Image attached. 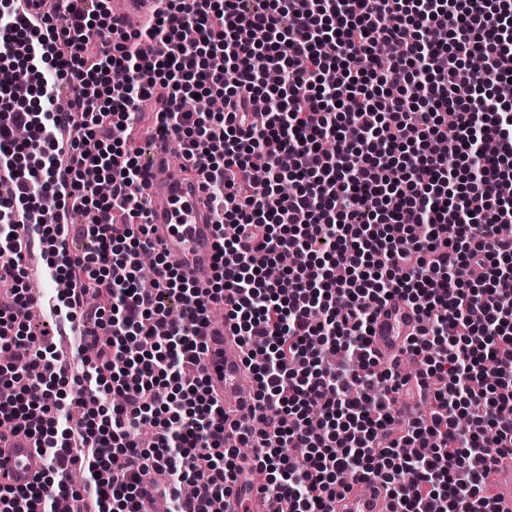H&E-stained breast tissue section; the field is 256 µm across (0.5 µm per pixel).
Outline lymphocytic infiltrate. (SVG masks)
I'll list each match as a JSON object with an SVG mask.
<instances>
[{
	"instance_id": "lymphocytic-infiltrate-1",
	"label": "lymphocytic infiltrate",
	"mask_w": 512,
	"mask_h": 512,
	"mask_svg": "<svg viewBox=\"0 0 512 512\" xmlns=\"http://www.w3.org/2000/svg\"><path fill=\"white\" fill-rule=\"evenodd\" d=\"M16 2L0 0V245L24 231L49 244L57 313L94 330L71 374L26 328L22 256L0 273L14 299L0 348L26 352L0 363V429L34 437L47 469L0 486V512H55L61 498L72 512H149L160 471L168 512H220L257 488L256 467L281 512H331L370 474L393 512H492L485 479L512 461V236L496 230L512 223V0H156L131 32L104 0H41L35 17ZM197 95L218 111L185 108ZM153 99L163 106L142 126ZM141 127L206 176L214 280L156 251L130 202L144 168L127 140ZM62 193L83 222L47 210ZM72 236L89 250L72 253ZM396 296L424 322L410 374L370 348ZM222 303L257 383L244 424H228L203 365L199 328ZM402 395L422 397L415 418L395 411Z\"/></svg>"
}]
</instances>
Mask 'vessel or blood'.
<instances>
[{"mask_svg": "<svg viewBox=\"0 0 512 512\" xmlns=\"http://www.w3.org/2000/svg\"><path fill=\"white\" fill-rule=\"evenodd\" d=\"M154 0H110L114 21L125 28H141L149 18ZM199 172H176L170 161L168 141L156 140L145 176L133 189L144 202L150 237L186 274L212 271L217 257L214 232L216 215L202 191ZM420 328V316L406 301L395 297L377 312L370 333L373 352L384 361L400 355ZM206 344L204 364L209 385L226 415L239 420L248 415L256 384L243 363V347L227 321L209 319L202 330ZM43 466L33 438L23 432L10 437L0 448V482L14 487L34 481ZM490 480L497 495L496 512H512V462L494 465ZM334 512H392L393 503L377 477L371 476L337 496ZM223 512H270L262 496L247 500L225 499Z\"/></svg>", "mask_w": 512, "mask_h": 512, "instance_id": "obj_1", "label": "vessel or blood"}]
</instances>
